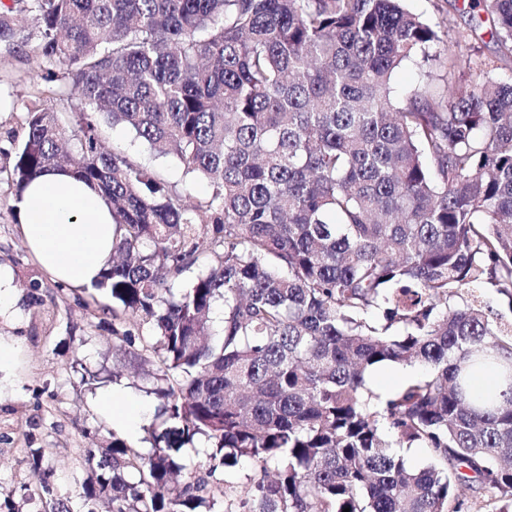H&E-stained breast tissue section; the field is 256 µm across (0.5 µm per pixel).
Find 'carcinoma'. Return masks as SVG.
I'll return each mask as SVG.
<instances>
[{
    "instance_id": "obj_1",
    "label": "carcinoma",
    "mask_w": 512,
    "mask_h": 512,
    "mask_svg": "<svg viewBox=\"0 0 512 512\" xmlns=\"http://www.w3.org/2000/svg\"><path fill=\"white\" fill-rule=\"evenodd\" d=\"M400 2L0 0V54L30 51L76 102L30 108L0 174L18 198L67 169L110 205L95 289L112 305L94 315L120 341L112 380L137 367L158 402L149 448L112 431L83 449L76 500L25 449L41 512H200L242 460L263 475L225 512H464L480 494L512 512V322L470 293L512 311V81ZM483 9L507 65L512 0ZM415 57L446 90L398 103ZM99 117L210 196L104 150ZM413 363L425 373L384 399L366 384ZM484 368L500 392H473Z\"/></svg>"
}]
</instances>
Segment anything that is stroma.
<instances>
[{
	"label": "stroma",
	"instance_id": "stroma-1",
	"mask_svg": "<svg viewBox=\"0 0 512 512\" xmlns=\"http://www.w3.org/2000/svg\"><path fill=\"white\" fill-rule=\"evenodd\" d=\"M405 8L449 34L469 31L473 60H491L497 47L490 36L489 20L470 28L467 0H403ZM35 62H18L0 57V164L13 152L25 134L28 109L34 102L68 111L72 102L42 92ZM102 141L107 150L136 157L145 167L159 173L171 186L190 188L195 199L211 190L206 182L190 181L172 157L155 155L124 126L102 124ZM14 195L0 182V268L9 271L13 284L14 315L0 318V337L12 341L15 357L0 373V499L9 498L17 512H37V501L22 497L19 486L30 478L24 453L26 447L43 449L54 471L61 494L74 496L81 490L86 472L80 454L90 446H105L113 425L96 409L99 386L84 383L85 371L109 374L115 339L110 326H97L89 311L83 289L57 290L54 282L26 249L16 222ZM39 282L42 301L34 303L31 282ZM98 305L109 297L96 292ZM95 431L87 439L85 430Z\"/></svg>",
	"mask_w": 512,
	"mask_h": 512
}]
</instances>
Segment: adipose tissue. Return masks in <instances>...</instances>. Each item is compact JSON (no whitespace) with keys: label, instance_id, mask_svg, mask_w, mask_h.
<instances>
[{"label":"adipose tissue","instance_id":"adipose-tissue-1","mask_svg":"<svg viewBox=\"0 0 512 512\" xmlns=\"http://www.w3.org/2000/svg\"><path fill=\"white\" fill-rule=\"evenodd\" d=\"M23 241L55 280L75 288L92 286L112 258V212L90 185L64 170L44 173L16 199ZM110 421L136 429L147 409L127 391L112 387L97 397Z\"/></svg>","mask_w":512,"mask_h":512}]
</instances>
